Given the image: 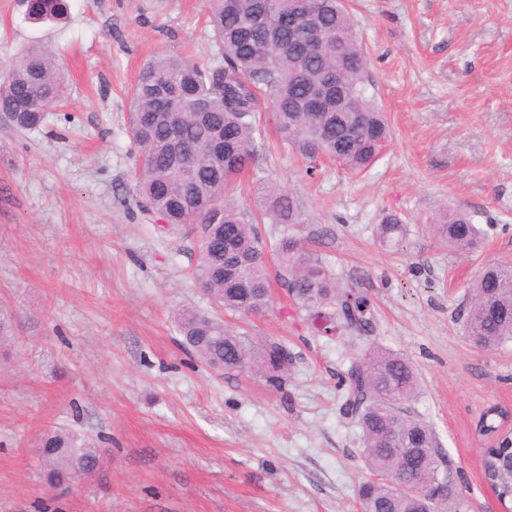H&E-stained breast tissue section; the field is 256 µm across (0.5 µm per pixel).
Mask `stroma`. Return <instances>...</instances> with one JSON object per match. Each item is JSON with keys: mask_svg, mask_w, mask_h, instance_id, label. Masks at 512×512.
Masks as SVG:
<instances>
[{"mask_svg": "<svg viewBox=\"0 0 512 512\" xmlns=\"http://www.w3.org/2000/svg\"><path fill=\"white\" fill-rule=\"evenodd\" d=\"M348 3L388 143L357 177L329 161L307 174L298 149L272 144L235 199L249 215L267 187L292 193L293 235L368 296L375 329L318 333L274 288L271 309L227 326L287 341L278 388L181 347L177 310L207 305L195 235L135 201L131 88L160 54L219 62L204 0H67L58 24L0 0V63L42 46L67 81L38 128L0 112V512H356L368 473L340 381L372 342L416 368L406 406L435 426L457 512H500L475 427L488 406L512 407V343L474 346L461 316L484 264H512V0ZM456 208L484 231L475 251L432 229ZM388 215L399 242L381 238ZM57 428L101 455L65 490L45 480L41 441Z\"/></svg>", "mask_w": 512, "mask_h": 512, "instance_id": "1", "label": "stroma"}]
</instances>
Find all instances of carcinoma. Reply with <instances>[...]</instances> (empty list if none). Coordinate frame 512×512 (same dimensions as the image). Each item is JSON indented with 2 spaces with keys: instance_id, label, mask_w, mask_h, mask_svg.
<instances>
[{
  "instance_id": "cac0c4a2",
  "label": "carcinoma",
  "mask_w": 512,
  "mask_h": 512,
  "mask_svg": "<svg viewBox=\"0 0 512 512\" xmlns=\"http://www.w3.org/2000/svg\"><path fill=\"white\" fill-rule=\"evenodd\" d=\"M224 64L203 67L181 56L160 55L140 71L131 93L129 134L137 149L132 171L139 208L169 225L196 233L198 263L192 272L210 309H184L175 325L182 344L218 372L258 369L282 385L292 354L279 340L254 341L224 325L223 312L260 315L272 306L275 280L319 321L321 333L366 336L373 332L369 298L338 279L319 257L288 235L299 223L294 198L267 191L263 215L282 230L270 244L231 198L264 146L261 112L271 108L281 141L311 160L328 157L359 174L377 159L390 131L366 88L368 60L344 0H206ZM35 21L60 20L65 0H33ZM328 32L331 38L319 36ZM345 95L336 98V80ZM326 87L330 106L309 111L301 103ZM67 90L55 59L39 46L0 65V112L21 129L41 125L47 109ZM435 231L459 250L478 247L483 232L457 209L442 214ZM465 336L481 349L512 342V266L489 264L468 286ZM411 361L372 344L345 378L344 408L360 428L370 478L358 488L364 512H428L429 487L448 508L456 496L450 465L428 422L404 408L418 389ZM396 425L397 435L389 426ZM505 431L481 449L487 484L512 502V454ZM411 455L403 471L401 456ZM50 486L93 472L99 449L63 429L43 440Z\"/></svg>"
}]
</instances>
